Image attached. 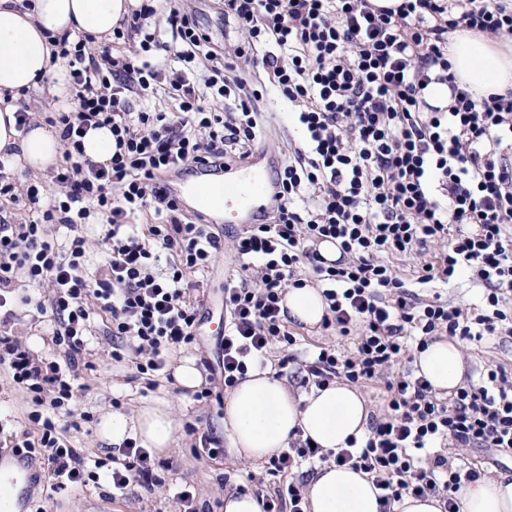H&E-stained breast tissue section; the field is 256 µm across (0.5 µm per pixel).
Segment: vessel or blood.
<instances>
[{"label":"vessel or blood","mask_w":512,"mask_h":512,"mask_svg":"<svg viewBox=\"0 0 512 512\" xmlns=\"http://www.w3.org/2000/svg\"><path fill=\"white\" fill-rule=\"evenodd\" d=\"M278 164V157L267 152L221 170L200 163L196 180L173 194L183 209L205 215L210 223L254 224L264 213L263 201L275 191L272 173Z\"/></svg>","instance_id":"vessel-or-blood-1"}]
</instances>
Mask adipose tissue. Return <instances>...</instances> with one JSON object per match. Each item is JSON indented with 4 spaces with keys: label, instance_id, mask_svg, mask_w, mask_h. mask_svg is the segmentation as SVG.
I'll list each match as a JSON object with an SVG mask.
<instances>
[{
    "label": "adipose tissue",
    "instance_id": "ef3b65f1",
    "mask_svg": "<svg viewBox=\"0 0 512 512\" xmlns=\"http://www.w3.org/2000/svg\"><path fill=\"white\" fill-rule=\"evenodd\" d=\"M137 0H0V153L8 171L44 172L62 155L60 131L37 121L27 134L16 129L15 113L22 93L47 92L59 111L72 109L74 88L66 58L52 54L49 36L91 35L96 43L112 39V29L137 7ZM448 61L460 88L480 97L512 91V35L494 39L460 26L448 34ZM288 316L316 325L325 315L320 293L292 288L285 295ZM417 374L440 393L464 379L462 353L453 340L429 341L415 355ZM371 409L356 388L343 382L294 393L270 372L249 370L224 405V435L236 458L259 460L283 447L295 428L324 449L345 447L349 437L368 431ZM173 421L166 408L147 406L137 417L105 415L100 435L113 446L140 438L147 448L163 449L173 440ZM378 491L368 473L348 466L316 468L306 484L309 512H379ZM461 512H512V478L485 477L463 484L456 493Z\"/></svg>",
    "mask_w": 512,
    "mask_h": 512
}]
</instances>
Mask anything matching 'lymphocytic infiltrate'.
Segmentation results:
<instances>
[{"mask_svg":"<svg viewBox=\"0 0 512 512\" xmlns=\"http://www.w3.org/2000/svg\"><path fill=\"white\" fill-rule=\"evenodd\" d=\"M156 13L154 0H141L126 28H113V40L137 42L121 59L108 45L57 39L78 89L73 111L45 118L64 144L57 193L28 178L29 219L0 216V374L32 404L28 428L8 448L39 465L51 492L104 479L113 492L136 485L198 512L192 491L161 478L171 462L136 440L124 442L118 461L74 447L93 420L78 394L96 370L85 350L99 317L110 359L132 358L150 387L165 376L196 341L198 277L229 248L240 272L224 281L225 387L264 368L273 346L290 363L296 339L281 303L288 288L313 280L327 305L323 326L354 337L355 351L319 348L305 363L306 381H381L387 391L383 416L346 448H314L292 431L266 463L276 489L261 498V512H307L293 471L315 462L371 474L379 512L429 494L444 512H459L454 492L482 476L463 464L464 451L512 453V374L485 367L479 382L442 399L406 365L432 336L512 335L503 308L512 292V95L476 97L458 87L448 63V33L458 25L490 38L512 34V0H403L395 12L369 0H224V24L241 40L222 52L192 13L171 9L161 28L150 23ZM170 50L182 68L168 76L155 57ZM266 84L293 105L303 139L283 155L266 222L228 242L166 186L200 162L220 169L245 160L266 140L269 122L257 106ZM432 84L448 87L449 106L427 104ZM144 95L176 107L133 110ZM105 126L115 149L97 164L82 140ZM87 224L103 227L104 260L93 270ZM328 240L339 244L337 260L319 251ZM428 249L434 259L421 264L418 284L468 274L485 290L486 312L408 289L393 261ZM26 308L50 320L56 356L13 334Z\"/></svg>","mask_w":512,"mask_h":512,"instance_id":"obj_1","label":"lymphocytic infiltrate"}]
</instances>
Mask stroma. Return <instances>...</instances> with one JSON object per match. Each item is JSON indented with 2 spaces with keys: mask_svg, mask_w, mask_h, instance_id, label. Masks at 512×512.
I'll use <instances>...</instances> for the list:
<instances>
[{
  "mask_svg": "<svg viewBox=\"0 0 512 512\" xmlns=\"http://www.w3.org/2000/svg\"><path fill=\"white\" fill-rule=\"evenodd\" d=\"M240 266L232 255H225L204 279L206 304L210 312L201 322L195 347L187 349V356L195 359H217V328L222 313L219 292L224 286L225 276L237 273ZM287 329L297 340L296 362L280 366L281 353L272 349L268 355L271 372L281 373L290 387H298L296 376L298 364L320 347L333 346L339 351L350 352L351 339L338 335L336 330L323 325L306 326L290 320ZM109 339L104 335L90 337L87 348L91 359L98 366L92 376L86 378V388L80 397L82 408L101 417L111 412L112 399H119L120 412L136 415L147 403L160 402L170 412L175 429L170 447L162 451V458L172 460L173 468L164 472L166 483L187 484L197 493L196 502L206 512H224V492L236 489L252 494L267 495L273 486L262 463L237 460L231 456L210 459L194 453L198 446L197 435H186L185 424H194L199 432L222 436L224 429V402L210 400L200 404L194 401L193 393L178 383L160 380L156 388H147L143 381L134 379V369L129 362H115L106 357ZM466 378L478 379L480 371L488 365H500L512 371V336H493L482 345L462 350ZM176 501L165 500L148 494L143 488L131 486L125 495H113L108 483L88 486L77 491H65L50 503L47 512H179Z\"/></svg>",
  "mask_w": 512,
  "mask_h": 512,
  "instance_id": "35a3bbf8",
  "label": "stroma"
}]
</instances>
